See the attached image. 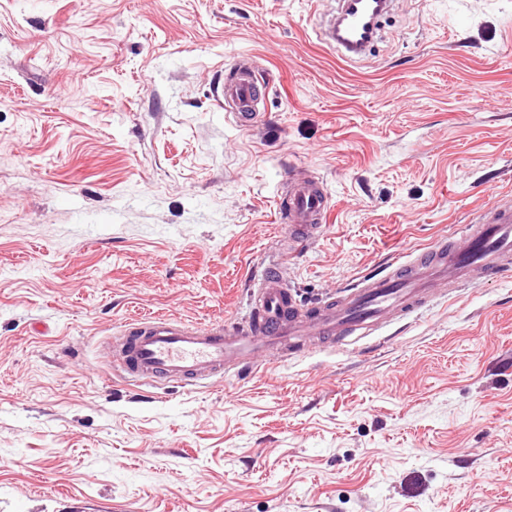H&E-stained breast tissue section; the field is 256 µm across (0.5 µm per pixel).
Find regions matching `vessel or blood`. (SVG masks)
Wrapping results in <instances>:
<instances>
[{
	"label": "vessel or blood",
	"instance_id": "obj_1",
	"mask_svg": "<svg viewBox=\"0 0 512 512\" xmlns=\"http://www.w3.org/2000/svg\"><path fill=\"white\" fill-rule=\"evenodd\" d=\"M392 0H336L318 37L337 51L359 56L374 44L381 18ZM266 89L249 66L237 67L218 95L237 123L252 125ZM292 235L315 239L329 206L323 182L287 178ZM512 270V201L497 203L482 222L466 225L460 236L399 258L382 276L368 275L355 287L319 305L297 306L277 269H265L250 289L246 323L187 325L153 315L132 323L112 340V363L124 376L143 381L195 386L229 371L254 369L272 354L305 350L324 339L345 348L396 318L428 307L439 287L450 289L478 279L493 280Z\"/></svg>",
	"mask_w": 512,
	"mask_h": 512
}]
</instances>
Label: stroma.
Here are the masks:
<instances>
[{"mask_svg": "<svg viewBox=\"0 0 512 512\" xmlns=\"http://www.w3.org/2000/svg\"><path fill=\"white\" fill-rule=\"evenodd\" d=\"M320 2L0 0V512H512V278L197 388L112 369L133 320L246 315L268 260L308 307L512 199V0H398L356 61ZM217 94L218 101L224 103V110L232 112L237 123L249 127L257 120L260 114L258 105L267 92L253 69L241 65L235 70V75L224 82V88ZM285 181L288 215L283 222L289 224L288 231L299 240H314L321 232L322 219L329 206L324 184L316 179H296L291 175Z\"/></svg>", "mask_w": 512, "mask_h": 512, "instance_id": "obj_1", "label": "stroma"}]
</instances>
